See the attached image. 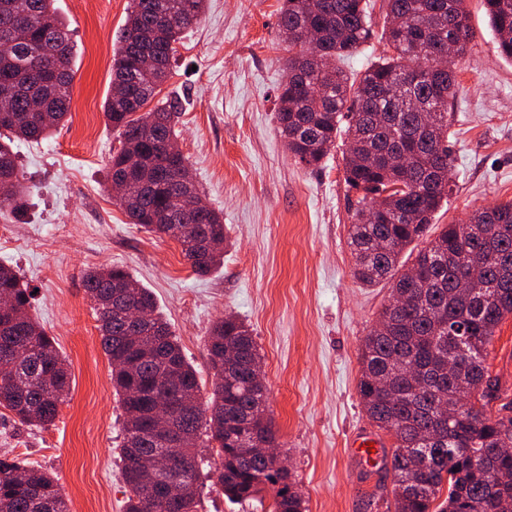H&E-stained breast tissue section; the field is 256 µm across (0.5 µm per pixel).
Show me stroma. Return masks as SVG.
I'll list each match as a JSON object with an SVG mask.
<instances>
[{"label":"stroma","mask_w":512,"mask_h":512,"mask_svg":"<svg viewBox=\"0 0 512 512\" xmlns=\"http://www.w3.org/2000/svg\"><path fill=\"white\" fill-rule=\"evenodd\" d=\"M283 0H207L201 23L176 45L161 98L182 104L178 147L209 207L224 215V264L193 273L177 242L130 224L109 189L119 138L104 114L112 55L129 0H55L72 33L70 112L47 137L17 146L24 210L1 216L12 242L0 264L34 294L29 312L53 336L71 373L54 424L25 427L0 410V454L53 473L70 512H125L118 446L123 410L110 381L97 317L83 275L98 266L129 272L150 288L194 366L201 399L215 378L206 342L216 319L233 315L251 329L262 356L267 414L306 512H388V457L394 439L368 420L357 385L362 341L390 290L352 274L350 217L361 197L344 180V140L317 168L296 164L277 131V96L288 53L278 36ZM373 35L343 61L362 73L385 52V0H370ZM475 37L457 66L451 122L456 189L436 224L512 200V61L501 56L481 0H467ZM487 365L512 401V317L498 326ZM371 436L379 464L357 460L351 436ZM261 500L230 502L204 478L198 512H269Z\"/></svg>","instance_id":"35a3bbf8"}]
</instances>
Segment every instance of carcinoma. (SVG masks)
Instances as JSON below:
<instances>
[{"instance_id":"1","label":"carcinoma","mask_w":512,"mask_h":512,"mask_svg":"<svg viewBox=\"0 0 512 512\" xmlns=\"http://www.w3.org/2000/svg\"><path fill=\"white\" fill-rule=\"evenodd\" d=\"M54 0H0V86L14 90L12 117L0 131V216L21 208L25 192L12 143L44 137L70 109L74 72L70 30ZM206 0H131L112 62V93L105 116L120 137L110 178H129L142 192L120 200L130 223L165 235L181 247L192 271L206 275L224 257V219L197 213L185 195L198 192L187 159L172 149L180 102L147 109L167 82L180 34L198 24ZM466 0H386L382 39L391 53L358 78L328 59L347 58L372 34L367 0H284L278 31L288 50L287 78L278 94V132L295 162L318 167L337 136L350 141L344 156L347 185L363 192L351 215L353 275L366 286L391 284L380 328L366 335L358 393L371 424L394 438L391 453L395 512H496L512 501V417L488 413L501 397L498 377L486 367L496 329L512 316V201L475 209L465 221L445 224L417 251L409 246L433 225L452 183L448 107L456 93L455 59L473 38ZM500 54L512 59V0H482ZM320 34L316 60L307 58L299 34ZM453 58L443 60L448 46ZM149 52V74L136 62ZM351 116L341 128L343 113ZM393 156L407 163L394 165ZM407 257L416 269L408 282L399 272ZM468 287L458 288L461 279ZM99 322L110 380L124 412L121 474L128 490L125 512H197L203 458L201 434L216 448L214 475L229 499L274 492L271 512H304L303 498L284 461L258 457L255 443L277 448L265 417L267 388L254 381L261 356L250 329L228 315L207 341L215 377L210 399L182 402L199 392L186 360L152 293L124 270L99 267L83 276ZM11 313L0 314V408L25 426H47L66 402L70 373L54 339L29 315L32 290L13 268L0 264V296ZM144 308L150 320L128 335L113 299ZM455 361L448 374V359ZM476 392V403L458 410L459 389ZM173 408L174 447L183 492L174 502L151 504L142 478L155 463L152 437L160 399ZM494 472L508 476L493 482ZM446 497H441V494ZM0 512H69L59 485L45 470L17 456L0 455Z\"/></svg>"}]
</instances>
